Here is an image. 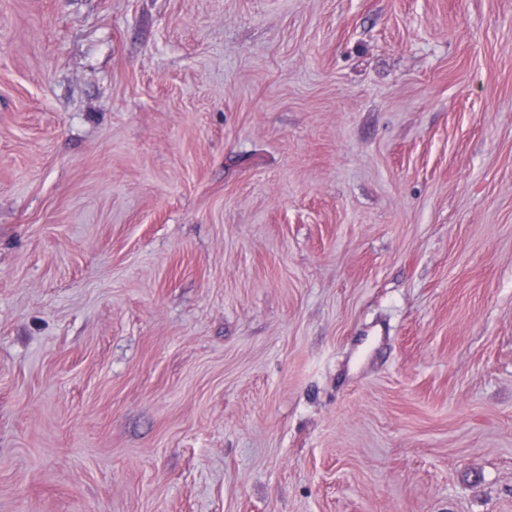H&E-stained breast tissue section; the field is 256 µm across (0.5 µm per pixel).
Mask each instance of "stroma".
<instances>
[{"label":"stroma","mask_w":512,"mask_h":512,"mask_svg":"<svg viewBox=\"0 0 512 512\" xmlns=\"http://www.w3.org/2000/svg\"><path fill=\"white\" fill-rule=\"evenodd\" d=\"M0 512H512V0H0Z\"/></svg>","instance_id":"1"}]
</instances>
